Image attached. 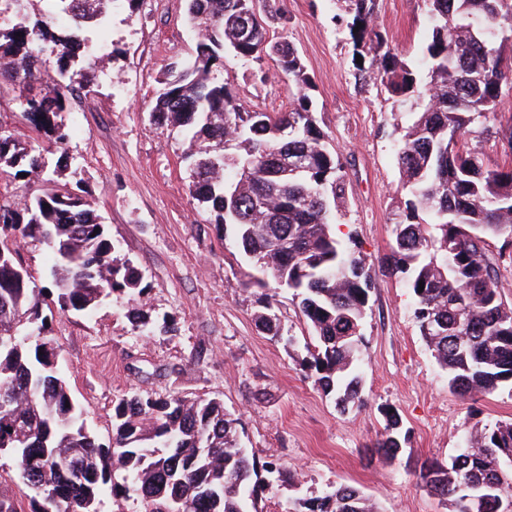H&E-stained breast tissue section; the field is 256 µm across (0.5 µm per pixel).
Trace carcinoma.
Here are the masks:
<instances>
[{
    "instance_id": "1",
    "label": "carcinoma",
    "mask_w": 512,
    "mask_h": 512,
    "mask_svg": "<svg viewBox=\"0 0 512 512\" xmlns=\"http://www.w3.org/2000/svg\"><path fill=\"white\" fill-rule=\"evenodd\" d=\"M47 7L0 25V77L27 91L23 116L55 143L66 140L60 115L74 86L91 92L86 25L106 16L93 0H44ZM351 15L357 53L369 59L362 77L379 83L394 102L410 103V121L396 124L395 161L403 207L394 218L386 258L414 297L420 334L448 387L461 396L487 395L512 380V303L503 300L496 258L487 239L512 240V169L486 167L463 138L502 111L512 91V0H426L431 32L418 72L399 59L375 24L376 0H336ZM199 35L196 55L159 90L153 113L189 139V191L231 230L249 271L245 286L267 290L255 322L287 349L295 338L274 311L284 288L315 336L301 370L338 406H360L359 356L372 288L370 268L334 229L344 202L346 173L318 125L309 77L298 52L270 38L257 0H186ZM359 31H354V28ZM231 53L240 62L272 57L299 88L286 112L247 111L214 75ZM56 68L41 65L42 54ZM284 157L307 161L302 176L287 173ZM43 183L16 208L0 207V447L14 448L26 487L47 485L50 500L32 499V512H98L105 486L113 502L129 499L143 512H258L260 479L238 441V419L218 398L134 391L113 406L112 434L99 441L73 401L58 367L56 340L45 311L82 313L115 296L143 298L142 276L114 257L116 243L87 197L62 193L43 178L39 148L0 134V170ZM38 241L52 263L39 286L16 263L14 245ZM424 289H419V285ZM141 331L167 334L132 310ZM372 453L397 459L401 418L384 411ZM417 478L429 492L465 512L467 495L482 512H499L512 497V422L470 435L451 464L425 462ZM284 512H378L357 488L341 485L301 499Z\"/></svg>"
}]
</instances>
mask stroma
I'll return each mask as SVG.
<instances>
[{
	"label": "stroma",
	"mask_w": 512,
	"mask_h": 512,
	"mask_svg": "<svg viewBox=\"0 0 512 512\" xmlns=\"http://www.w3.org/2000/svg\"><path fill=\"white\" fill-rule=\"evenodd\" d=\"M277 12L273 40L299 53L312 81L310 96L329 147L347 173V203L338 218L374 278L363 327L360 409L343 413L302 372L306 320L288 291L276 311L297 346L287 351L255 323L256 291L244 288L246 266L231 235H219L213 214L189 191L188 143L152 118L171 63L190 59L197 38L184 0H114L107 22L89 29L107 42L112 65L90 94L63 114L59 146L23 116L18 93L0 82V131L38 145L47 171L66 165L56 187L86 194L118 247L139 269L145 309L172 330L146 336L132 324V300L108 299L86 314L54 316L61 366L87 424L100 440L112 432V406L134 391L221 399L239 419V440L256 468L274 462L292 483L264 487L259 512H284L291 502L340 485L358 488L381 512H451L417 482L423 462L450 464L470 432L512 421V384L463 397L448 382L423 340L406 282L386 275L393 243L399 175L394 125L405 121L379 84L363 82L350 18L334 0H268ZM376 23L397 54L417 65L430 28L425 0H376ZM229 89L246 109L288 110L298 89L263 58L225 59ZM512 130V102L466 145L493 169L512 167L500 140ZM395 408L407 439L397 460L372 456L383 430V406Z\"/></svg>",
	"instance_id": "obj_1"
}]
</instances>
